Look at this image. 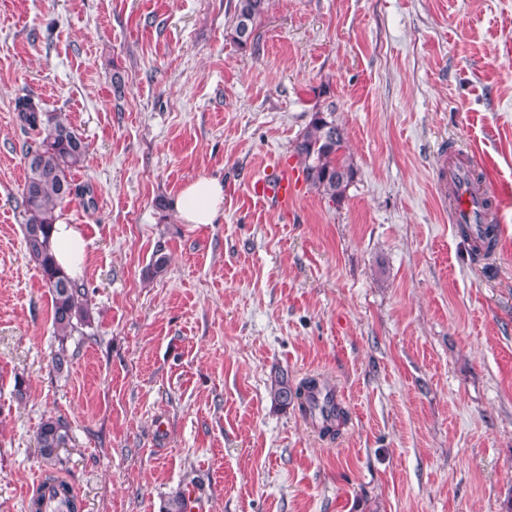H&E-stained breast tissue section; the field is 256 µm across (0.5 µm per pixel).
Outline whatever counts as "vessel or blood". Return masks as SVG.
Here are the masks:
<instances>
[{"mask_svg":"<svg viewBox=\"0 0 512 512\" xmlns=\"http://www.w3.org/2000/svg\"><path fill=\"white\" fill-rule=\"evenodd\" d=\"M434 179L446 193L439 203L452 224L469 225L479 232L484 225L502 220L503 193L497 188L491 174L484 172L468 154L442 152L435 164ZM300 181L296 172L279 170L271 177L257 180L252 186L254 197L281 203L295 196Z\"/></svg>","mask_w":512,"mask_h":512,"instance_id":"b4317fda","label":"vessel or blood"}]
</instances>
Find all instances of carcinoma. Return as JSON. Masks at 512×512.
<instances>
[{"mask_svg": "<svg viewBox=\"0 0 512 512\" xmlns=\"http://www.w3.org/2000/svg\"><path fill=\"white\" fill-rule=\"evenodd\" d=\"M266 10L267 0H237L232 24L234 42L244 45ZM18 111L22 122L43 134L36 146L25 150L23 237L25 248L37 263L51 295L53 324L63 341L89 324L90 299L88 293L56 265L51 228L57 219V209L75 194L71 173L83 166L88 143L62 113L45 111L30 98L19 101ZM294 151L308 182L335 201L344 197L354 170L346 154L344 135L334 121L323 112H315L297 138ZM270 394L274 403L283 408L291 406L305 418L319 416L326 420L324 432L328 434H336L346 421L345 409L333 401L334 391L316 378L293 385L287 376L278 374L272 380ZM68 441L69 425L64 418L51 416L39 425L36 445L47 463H61L60 450ZM48 497L58 499L61 512H77L68 487L54 481L45 484L33 498L32 512H47Z\"/></svg>", "mask_w": 512, "mask_h": 512, "instance_id": "1", "label": "carcinoma"}]
</instances>
